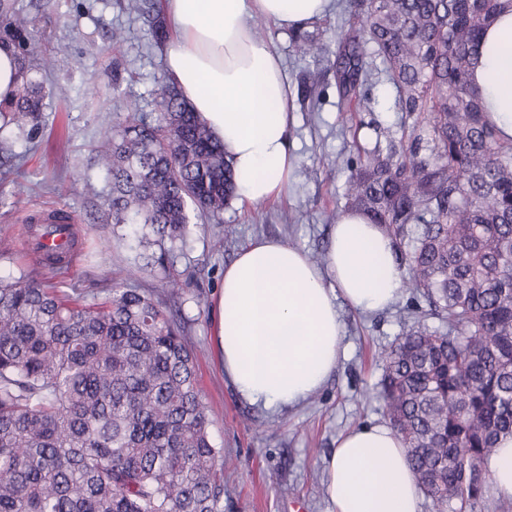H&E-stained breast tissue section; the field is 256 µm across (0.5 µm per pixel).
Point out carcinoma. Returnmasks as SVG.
Wrapping results in <instances>:
<instances>
[{
	"mask_svg": "<svg viewBox=\"0 0 512 512\" xmlns=\"http://www.w3.org/2000/svg\"><path fill=\"white\" fill-rule=\"evenodd\" d=\"M155 11L152 36L168 30ZM512 0H363L337 51L342 119L371 105L383 74L414 116L400 155L358 149L351 207L395 240L405 280L440 317L384 350L380 395L414 480L436 512H476L498 440L512 435V139L470 82L484 30ZM0 42L19 53L9 123L37 135L43 98L20 0H0ZM297 53L324 48L308 31ZM164 112L133 115L99 150L112 223L163 261L187 244L191 213L232 199L230 160L174 86ZM165 302L114 288L79 304L50 280H0V512H224L223 449L211 442L183 327Z\"/></svg>",
	"mask_w": 512,
	"mask_h": 512,
	"instance_id": "cac0c4a2",
	"label": "carcinoma"
}]
</instances>
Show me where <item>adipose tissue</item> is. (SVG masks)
<instances>
[{"mask_svg":"<svg viewBox=\"0 0 512 512\" xmlns=\"http://www.w3.org/2000/svg\"><path fill=\"white\" fill-rule=\"evenodd\" d=\"M333 0H163L173 26L169 79L223 142L243 203L284 196L296 166L293 106L279 54L252 32L261 19L297 30ZM474 83L492 121L512 139V12L487 28ZM405 269L379 225L343 213L325 265L271 237L253 239L224 269L218 300L224 375L244 399L270 410L303 403L335 370L344 347L337 307L382 312L399 298ZM333 512H420V492L398 434L363 424L324 461Z\"/></svg>","mask_w":512,"mask_h":512,"instance_id":"adipose-tissue-1","label":"adipose tissue"}]
</instances>
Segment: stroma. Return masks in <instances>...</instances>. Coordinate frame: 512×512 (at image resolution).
I'll return each mask as SVG.
<instances>
[{"label": "stroma", "mask_w": 512, "mask_h": 512, "mask_svg": "<svg viewBox=\"0 0 512 512\" xmlns=\"http://www.w3.org/2000/svg\"><path fill=\"white\" fill-rule=\"evenodd\" d=\"M360 2L335 0L329 13L311 23L326 48L315 58L296 55L289 31L267 29L266 40L292 87L297 165L287 194L248 207L230 203L217 224L193 220L186 248L168 267L141 268L128 247L129 227L113 223L109 214V178L97 148L131 109L151 119L158 115L165 50L154 45L144 18L127 11L123 0H24L37 51L50 59L41 77L66 93L44 99L36 138L12 125L0 132L13 144L12 155H0V276L42 273L40 257L28 245L30 218L63 209L75 220L78 247L72 266L54 270L56 288L94 303L111 281L166 300L177 311L196 353L213 444L229 462L224 512H332L323 458L342 433L387 421L378 395L383 349L410 328L438 325L426 302L407 289L378 314L341 306L346 351L336 369L305 402L275 412L243 399L224 377L217 297L225 266L259 237L281 239L325 262L331 217L347 207V160L356 158L357 147L401 139L404 115L385 78L370 88L371 111L356 113L350 123L338 112L341 17ZM18 192L24 204L16 208L11 201ZM170 271L182 282L172 298L165 290Z\"/></svg>", "instance_id": "stroma-1"}]
</instances>
